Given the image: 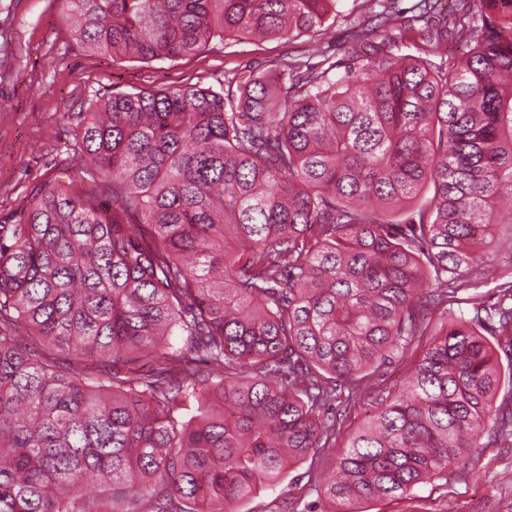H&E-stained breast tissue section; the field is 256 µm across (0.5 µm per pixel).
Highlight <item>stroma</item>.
Segmentation results:
<instances>
[{
	"instance_id": "35a3bbf8",
	"label": "stroma",
	"mask_w": 512,
	"mask_h": 512,
	"mask_svg": "<svg viewBox=\"0 0 512 512\" xmlns=\"http://www.w3.org/2000/svg\"><path fill=\"white\" fill-rule=\"evenodd\" d=\"M382 9L381 0H340L335 20L318 32L264 42L215 40L195 55L146 64L86 51L72 33L64 0H0V224L14 220L34 188L67 166L66 146L93 100L162 86H215L242 72L286 71L325 59L344 69L353 63L347 52L351 27L370 23ZM490 248L487 278L458 291L450 305L454 314L472 317L474 302H495L497 283L512 279V241L498 233ZM413 362L407 353L369 376L361 399L342 411L330 448L291 466L278 484L258 489L233 512H273L282 500L293 512H307L311 504L326 512L322 475L344 453L377 396L396 392ZM369 512H512V437L485 435L481 448L447 475L410 494L370 502Z\"/></svg>"
}]
</instances>
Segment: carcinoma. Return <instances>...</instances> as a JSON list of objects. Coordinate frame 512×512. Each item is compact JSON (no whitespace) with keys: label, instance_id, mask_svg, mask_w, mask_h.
I'll list each match as a JSON object with an SVG mask.
<instances>
[{"label":"carcinoma","instance_id":"cac0c4a2","mask_svg":"<svg viewBox=\"0 0 512 512\" xmlns=\"http://www.w3.org/2000/svg\"><path fill=\"white\" fill-rule=\"evenodd\" d=\"M339 0H67L80 43L176 61L215 39L319 31ZM448 15L419 0L404 29L460 60L398 56L391 18L353 35L344 74L250 73L92 104L69 169L0 224V512H231L321 454L336 383L430 335L401 388L326 479L338 512L409 494L480 447L493 401L500 302L407 317L484 274L512 231V0ZM430 196L420 198L422 190ZM176 334V345L167 337ZM196 413L184 419L181 402Z\"/></svg>","mask_w":512,"mask_h":512}]
</instances>
